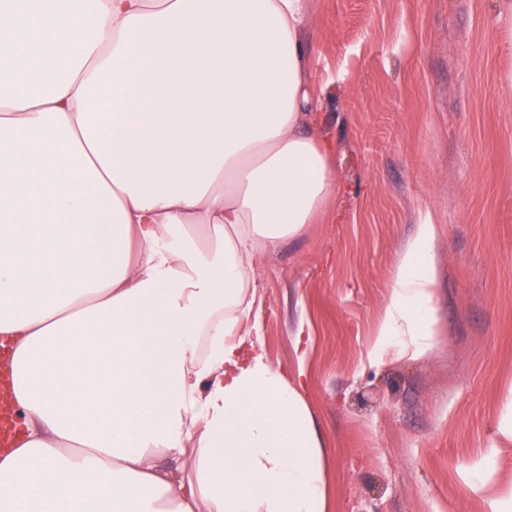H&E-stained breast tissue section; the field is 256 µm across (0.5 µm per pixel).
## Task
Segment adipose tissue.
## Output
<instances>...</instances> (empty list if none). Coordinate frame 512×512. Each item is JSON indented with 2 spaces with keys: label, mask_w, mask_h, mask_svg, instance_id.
Masks as SVG:
<instances>
[{
  "label": "adipose tissue",
  "mask_w": 512,
  "mask_h": 512,
  "mask_svg": "<svg viewBox=\"0 0 512 512\" xmlns=\"http://www.w3.org/2000/svg\"><path fill=\"white\" fill-rule=\"evenodd\" d=\"M311 0H0V512H328L304 372L257 263L341 191L312 132ZM437 227L369 352L438 335Z\"/></svg>",
  "instance_id": "adipose-tissue-1"
}]
</instances>
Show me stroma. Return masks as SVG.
I'll return each instance as SVG.
<instances>
[{
	"label": "stroma",
	"mask_w": 512,
	"mask_h": 512,
	"mask_svg": "<svg viewBox=\"0 0 512 512\" xmlns=\"http://www.w3.org/2000/svg\"><path fill=\"white\" fill-rule=\"evenodd\" d=\"M496 9L312 0L308 69L342 191L258 263L257 325L270 361L308 377L331 512H489L512 484V445L496 435L512 386V46ZM428 214L441 334L421 360L370 365L390 273ZM491 451L489 492L474 493L467 470Z\"/></svg>",
	"instance_id": "1"
}]
</instances>
